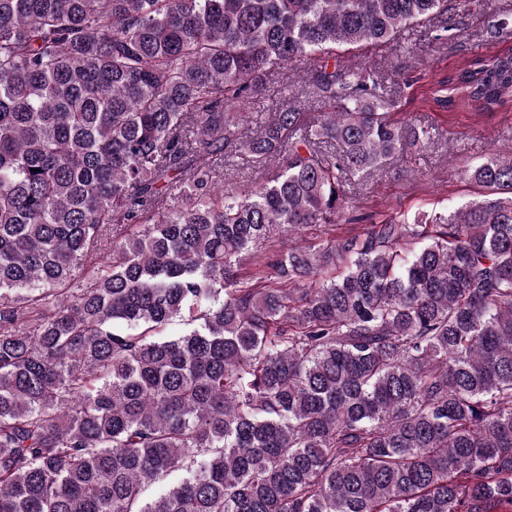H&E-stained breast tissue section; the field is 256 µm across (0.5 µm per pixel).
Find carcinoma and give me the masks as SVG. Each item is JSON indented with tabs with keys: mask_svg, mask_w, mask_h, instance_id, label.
<instances>
[{
	"mask_svg": "<svg viewBox=\"0 0 512 512\" xmlns=\"http://www.w3.org/2000/svg\"><path fill=\"white\" fill-rule=\"evenodd\" d=\"M462 25L457 0H0V512H512V155L464 169L475 202L336 235L351 178L426 137L336 51ZM285 65L321 112L246 135ZM430 93L503 106L512 53ZM237 152L261 182L224 186Z\"/></svg>",
	"mask_w": 512,
	"mask_h": 512,
	"instance_id": "carcinoma-1",
	"label": "carcinoma"
}]
</instances>
